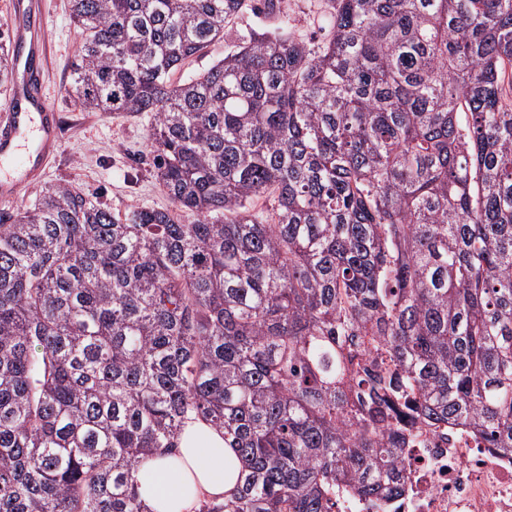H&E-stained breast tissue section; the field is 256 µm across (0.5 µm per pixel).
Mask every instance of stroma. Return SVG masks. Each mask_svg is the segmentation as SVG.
<instances>
[{"label": "stroma", "mask_w": 512, "mask_h": 512, "mask_svg": "<svg viewBox=\"0 0 512 512\" xmlns=\"http://www.w3.org/2000/svg\"><path fill=\"white\" fill-rule=\"evenodd\" d=\"M40 2V13L31 15L28 23L46 46V91L60 115L61 138L43 176L22 184L12 200L0 201V214L30 206L45 185L55 183L76 187L119 214L144 207L173 209V201L153 175L148 116L88 112L80 106L68 92L80 42L71 19L70 0ZM280 8V15L261 17L244 10L228 26L223 40L186 62L182 76L207 69L242 36L256 29L281 33L315 47L328 40L330 0H282Z\"/></svg>", "instance_id": "obj_1"}]
</instances>
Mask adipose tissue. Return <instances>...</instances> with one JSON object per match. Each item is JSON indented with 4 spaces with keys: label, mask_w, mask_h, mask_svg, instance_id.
Segmentation results:
<instances>
[{
    "label": "adipose tissue",
    "mask_w": 512,
    "mask_h": 512,
    "mask_svg": "<svg viewBox=\"0 0 512 512\" xmlns=\"http://www.w3.org/2000/svg\"><path fill=\"white\" fill-rule=\"evenodd\" d=\"M239 468L223 433L192 419L182 430L178 455L153 456L143 463L139 494L150 512H192L202 498L223 499Z\"/></svg>",
    "instance_id": "1"
}]
</instances>
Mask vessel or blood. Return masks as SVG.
<instances>
[{
	"instance_id": "b4317fda",
	"label": "vessel or blood",
	"mask_w": 512,
	"mask_h": 512,
	"mask_svg": "<svg viewBox=\"0 0 512 512\" xmlns=\"http://www.w3.org/2000/svg\"><path fill=\"white\" fill-rule=\"evenodd\" d=\"M42 43L31 58L17 62L16 81L0 105V161L13 162L14 177H0V198L10 199L21 178L37 179L59 141V117L47 103L42 73L36 63Z\"/></svg>"
}]
</instances>
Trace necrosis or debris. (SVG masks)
<instances>
[{"mask_svg":"<svg viewBox=\"0 0 512 512\" xmlns=\"http://www.w3.org/2000/svg\"><path fill=\"white\" fill-rule=\"evenodd\" d=\"M398 512H512V458L458 430L426 435L409 449Z\"/></svg>","mask_w":512,"mask_h":512,"instance_id":"necrosis-or-debris-1","label":"necrosis or debris"}]
</instances>
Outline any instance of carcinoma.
<instances>
[{
	"label": "carcinoma",
	"instance_id": "cac0c4a2",
	"mask_svg": "<svg viewBox=\"0 0 512 512\" xmlns=\"http://www.w3.org/2000/svg\"><path fill=\"white\" fill-rule=\"evenodd\" d=\"M332 3L175 82L248 0H71L70 93L150 114L190 221L0 216V512H147L191 415L242 463L204 512L393 500L435 429L512 455V0Z\"/></svg>",
	"mask_w": 512,
	"mask_h": 512
}]
</instances>
